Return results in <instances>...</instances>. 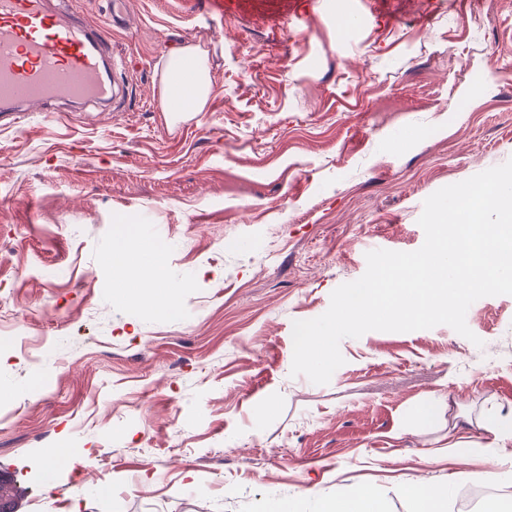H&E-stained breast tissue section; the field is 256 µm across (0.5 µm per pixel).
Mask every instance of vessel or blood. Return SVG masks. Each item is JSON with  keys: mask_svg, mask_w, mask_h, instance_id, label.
Instances as JSON below:
<instances>
[{"mask_svg": "<svg viewBox=\"0 0 512 512\" xmlns=\"http://www.w3.org/2000/svg\"><path fill=\"white\" fill-rule=\"evenodd\" d=\"M115 72L104 30L68 0H0V112L111 100Z\"/></svg>", "mask_w": 512, "mask_h": 512, "instance_id": "b4317fda", "label": "vessel or blood"}]
</instances>
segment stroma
<instances>
[{
  "mask_svg": "<svg viewBox=\"0 0 512 512\" xmlns=\"http://www.w3.org/2000/svg\"><path fill=\"white\" fill-rule=\"evenodd\" d=\"M297 0L262 27L205 0H129L106 107L0 112V478L16 512H317L401 482L512 498V295L451 327L340 343L329 383L291 373L293 323L322 315L376 249L411 252L424 200L512 159V0ZM210 59L205 111L174 123L160 71ZM162 247L182 316L109 256ZM440 401L433 422L418 416ZM78 447L59 466L53 449ZM83 488L74 498L75 488ZM110 262L113 273L119 280H124L133 265V255L125 240H119L113 245Z\"/></svg>",
  "mask_w": 512,
  "mask_h": 512,
  "instance_id": "35a3bbf8",
  "label": "stroma"
}]
</instances>
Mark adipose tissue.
I'll use <instances>...</instances> for the list:
<instances>
[{"label": "adipose tissue", "instance_id": "adipose-tissue-1", "mask_svg": "<svg viewBox=\"0 0 512 512\" xmlns=\"http://www.w3.org/2000/svg\"><path fill=\"white\" fill-rule=\"evenodd\" d=\"M184 59L193 61L194 75L191 82L179 84L175 81L173 69L179 61ZM161 82L165 95L176 94L185 99L186 111H204L212 93L207 52L192 46L174 49L163 66Z\"/></svg>", "mask_w": 512, "mask_h": 512}]
</instances>
